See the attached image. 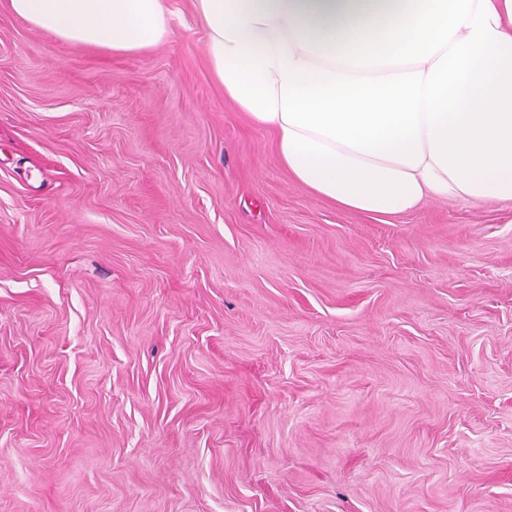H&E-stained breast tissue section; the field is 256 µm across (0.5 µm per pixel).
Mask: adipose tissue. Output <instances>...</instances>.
<instances>
[{"label": "adipose tissue", "instance_id": "ef3b65f1", "mask_svg": "<svg viewBox=\"0 0 512 512\" xmlns=\"http://www.w3.org/2000/svg\"><path fill=\"white\" fill-rule=\"evenodd\" d=\"M65 43L167 41L165 0H9ZM224 96L310 192L367 215L512 201V0H192Z\"/></svg>", "mask_w": 512, "mask_h": 512}]
</instances>
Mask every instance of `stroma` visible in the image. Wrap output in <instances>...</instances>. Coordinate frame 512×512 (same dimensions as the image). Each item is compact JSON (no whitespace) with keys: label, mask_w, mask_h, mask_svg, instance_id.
Masks as SVG:
<instances>
[{"label":"stroma","mask_w":512,"mask_h":512,"mask_svg":"<svg viewBox=\"0 0 512 512\" xmlns=\"http://www.w3.org/2000/svg\"><path fill=\"white\" fill-rule=\"evenodd\" d=\"M0 0V512H512V203L292 181L191 0L116 55Z\"/></svg>","instance_id":"35a3bbf8"}]
</instances>
